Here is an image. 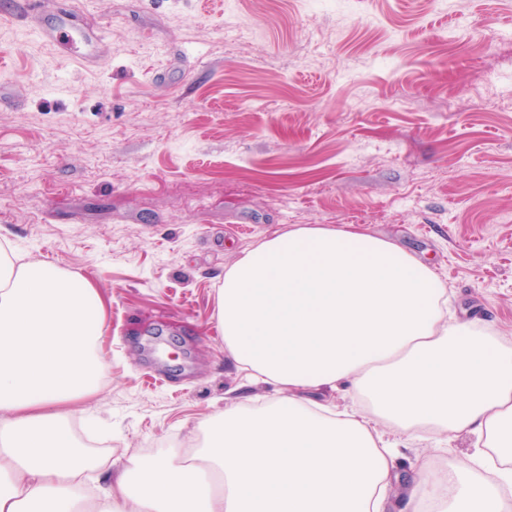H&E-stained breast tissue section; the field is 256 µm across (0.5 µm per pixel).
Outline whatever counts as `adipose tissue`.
<instances>
[{
	"label": "adipose tissue",
	"mask_w": 512,
	"mask_h": 512,
	"mask_svg": "<svg viewBox=\"0 0 512 512\" xmlns=\"http://www.w3.org/2000/svg\"><path fill=\"white\" fill-rule=\"evenodd\" d=\"M224 347L259 406L230 401L194 451L95 462L70 426L108 365L104 304L82 277L0 241V512H502L512 491V347L448 318V285L397 244L308 224L246 250L216 295ZM344 389V405L311 393ZM475 438L465 459L418 463L402 507L403 449Z\"/></svg>",
	"instance_id": "obj_1"
}]
</instances>
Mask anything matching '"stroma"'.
Wrapping results in <instances>:
<instances>
[{
  "label": "stroma",
  "mask_w": 512,
  "mask_h": 512,
  "mask_svg": "<svg viewBox=\"0 0 512 512\" xmlns=\"http://www.w3.org/2000/svg\"><path fill=\"white\" fill-rule=\"evenodd\" d=\"M0 23V226L106 309L109 460L195 440L232 367L224 271L298 224L395 240L512 342V0H58ZM105 28L104 42L92 40ZM20 9L17 11L0 10V22L8 23L15 21L19 16L28 13L36 14L40 17L54 15V23L45 31V35L50 39L61 41L70 40L71 27L64 14H55V1L53 0H18Z\"/></svg>",
  "instance_id": "1"
}]
</instances>
